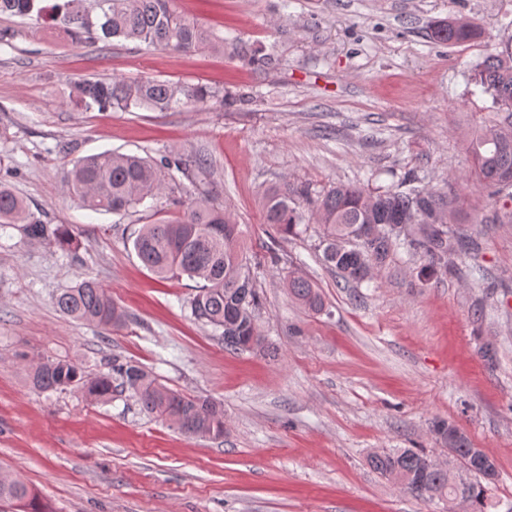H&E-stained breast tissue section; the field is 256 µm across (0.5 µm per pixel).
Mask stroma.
Returning <instances> with one entry per match:
<instances>
[{
  "instance_id": "obj_1",
  "label": "stroma",
  "mask_w": 512,
  "mask_h": 512,
  "mask_svg": "<svg viewBox=\"0 0 512 512\" xmlns=\"http://www.w3.org/2000/svg\"><path fill=\"white\" fill-rule=\"evenodd\" d=\"M231 48L193 56L140 41L72 42L34 17L0 15V181L48 224L71 225V253L0 230V471L19 476L49 512H448L376 473L375 451L419 448L448 458L446 421L494 458L489 512H512V200L469 181L468 143L497 120L476 67L512 41V0H174ZM465 21L469 40L436 41ZM156 79L225 88L230 100L158 112H86L82 78ZM179 158L186 175L151 210L100 214L62 184L78 157L102 152ZM211 162L204 187L189 180ZM460 196L451 219L479 244L448 272L419 277L401 250L370 280L345 282L322 260L316 201L339 184L369 189L404 176ZM303 190L305 221L280 236L263 197ZM239 225L255 286L260 346L230 350L187 306L195 281L161 280L132 248L153 214L200 190ZM319 289L314 312L284 275ZM102 284L129 322L105 331L63 316L53 298L83 278ZM66 357L87 373L112 359L224 408V435L189 438L144 413L130 392L94 402L42 393L29 362ZM288 293L301 305L316 312L324 309V302L318 289L302 273L291 270L284 277Z\"/></svg>"
}]
</instances>
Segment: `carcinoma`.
<instances>
[{
  "mask_svg": "<svg viewBox=\"0 0 512 512\" xmlns=\"http://www.w3.org/2000/svg\"><path fill=\"white\" fill-rule=\"evenodd\" d=\"M0 14L48 16L80 39L107 41L122 37L165 50L185 54L216 45L217 36L197 21L176 11L172 0H0ZM471 27L458 21L440 26L435 36L441 41L461 42L472 37ZM475 84L491 95L500 125L487 127L472 142L474 178L493 196L512 198V65L501 56L488 57L476 73ZM76 105L85 111L115 109L129 112L149 109L165 112L220 98V92L202 85L143 80L84 79L76 86ZM184 172L177 159L158 162L144 158L102 152L78 159L64 174V185L83 207L98 212L122 214L137 209L146 199L175 180L172 171ZM265 223L283 234H292L303 215L294 190L272 188L264 198ZM452 200L446 194L419 188L370 192L357 185H339L324 193L317 203L323 227V260L347 282L359 283L373 268L386 263L400 247L424 258L421 271H433L446 264L451 253L467 254L477 248L469 236L450 224ZM21 225L31 241L48 242L61 249L76 245L67 224H47L9 186L0 183V230ZM355 241L357 246L347 245ZM134 252L150 272L163 279L186 277L201 281L189 301L193 318L221 332L224 346L247 350L261 343L255 323L260 296L250 274L249 260L240 245L238 225L224 208L200 198L178 213L144 224L132 241ZM288 293L301 305L316 312L324 309L318 289L301 273L285 276ZM57 310L74 320L110 330L125 324L126 314L105 289L93 279H84L61 289L54 298ZM33 387L39 391L73 389L102 401L119 387L134 394L141 408L169 422L189 438L224 436V409L201 397L175 392L139 366L112 360L110 372L89 377L68 358L42 357L30 366ZM438 431L448 439L452 459L476 463L469 444L454 437L445 424ZM369 465L381 476L400 485L420 499H461L469 512H487L489 486L483 476L460 487L446 467H433L417 448H396L374 452ZM0 499L13 501L22 512H47L34 492L18 478L0 473Z\"/></svg>",
  "mask_w": 512,
  "mask_h": 512,
  "instance_id": "obj_1",
  "label": "carcinoma"
}]
</instances>
